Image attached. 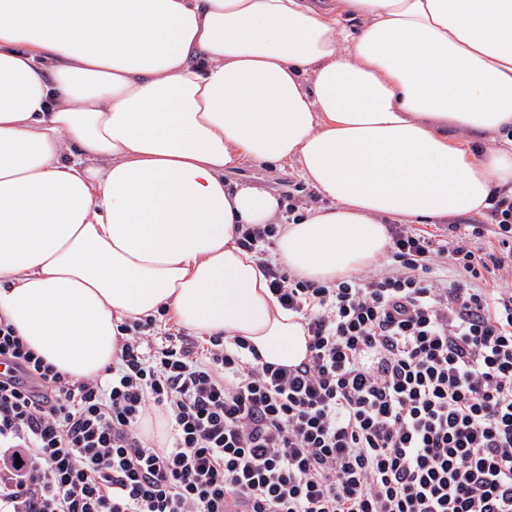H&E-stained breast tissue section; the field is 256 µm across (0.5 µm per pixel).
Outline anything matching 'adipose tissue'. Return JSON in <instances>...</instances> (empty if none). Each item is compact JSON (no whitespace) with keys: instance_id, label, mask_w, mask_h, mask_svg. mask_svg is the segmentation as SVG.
Listing matches in <instances>:
<instances>
[{"instance_id":"1","label":"adipose tissue","mask_w":512,"mask_h":512,"mask_svg":"<svg viewBox=\"0 0 512 512\" xmlns=\"http://www.w3.org/2000/svg\"><path fill=\"white\" fill-rule=\"evenodd\" d=\"M506 127L512 0H0V316L76 379L161 306L299 364L300 319L235 243L280 202L225 171L299 164L332 204L275 259L333 281L383 258L388 221L512 190V145L457 141Z\"/></svg>"}]
</instances>
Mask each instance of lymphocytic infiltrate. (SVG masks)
<instances>
[{"label": "lymphocytic infiltrate", "mask_w": 512, "mask_h": 512, "mask_svg": "<svg viewBox=\"0 0 512 512\" xmlns=\"http://www.w3.org/2000/svg\"><path fill=\"white\" fill-rule=\"evenodd\" d=\"M235 232L306 359L159 336L162 307L76 380L0 318V512H512V198L440 235L389 225L385 261L333 282L274 261L277 225Z\"/></svg>", "instance_id": "lymphocytic-infiltrate-1"}]
</instances>
